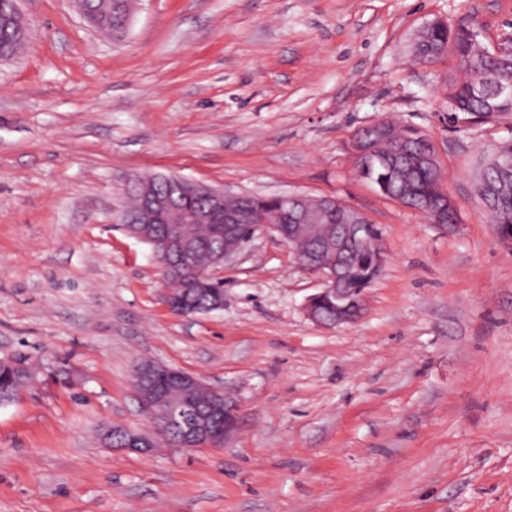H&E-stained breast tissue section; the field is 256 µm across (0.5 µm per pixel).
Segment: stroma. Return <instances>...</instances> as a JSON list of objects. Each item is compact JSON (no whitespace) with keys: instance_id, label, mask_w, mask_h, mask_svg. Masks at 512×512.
I'll return each instance as SVG.
<instances>
[{"instance_id":"1","label":"stroma","mask_w":512,"mask_h":512,"mask_svg":"<svg viewBox=\"0 0 512 512\" xmlns=\"http://www.w3.org/2000/svg\"><path fill=\"white\" fill-rule=\"evenodd\" d=\"M30 38L0 61V360L34 368L0 404V512H512V242L475 195L512 112L448 120L449 60L427 23L512 36V0H139L121 37L73 0H19ZM427 133L459 222L381 195L350 141L376 121ZM328 196L380 231L364 314L323 326L322 280L255 238L223 309L165 305L130 182ZM155 361L239 406L223 446L104 447L149 429L133 387ZM121 431L127 438V444L125 448H120L123 445L124 438L121 435L114 436L113 438L111 434L114 432ZM103 440L107 441L106 439H109V444L112 448H120L125 450H130L142 454L151 453L153 451V447L151 443L149 442L150 435H147L141 431H138L136 429H132L129 427L124 426H113L105 428L103 431Z\"/></svg>"}]
</instances>
